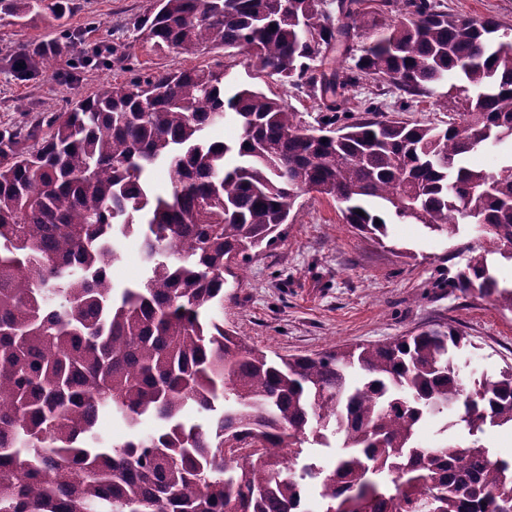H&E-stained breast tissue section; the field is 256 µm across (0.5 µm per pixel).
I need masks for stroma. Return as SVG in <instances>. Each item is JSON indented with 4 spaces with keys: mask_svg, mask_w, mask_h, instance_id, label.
Here are the masks:
<instances>
[{
    "mask_svg": "<svg viewBox=\"0 0 512 512\" xmlns=\"http://www.w3.org/2000/svg\"><path fill=\"white\" fill-rule=\"evenodd\" d=\"M462 18L491 17L512 28V0H440ZM153 0H71L62 19L51 12L17 18L0 14V132L47 122L106 83L142 80L157 71L226 67L227 87L247 86L282 99L315 125L325 99L282 85L258 73L246 55L226 65L224 49L195 55L156 50L140 42L135 22ZM57 46L49 68L17 74L12 61L20 49ZM348 110L360 101L381 103L390 117L447 126L463 111L437 85L408 111L386 82L360 84L348 93ZM281 239L227 277L224 304L215 315L249 344L268 354L305 355L335 346L368 343L432 326H453L470 336L468 378L496 375L512 365V312L453 288L467 247H486L474 225L459 234H432L422 225L393 224L384 243L345 224L336 202L302 195Z\"/></svg>",
    "mask_w": 512,
    "mask_h": 512,
    "instance_id": "obj_1",
    "label": "stroma"
}]
</instances>
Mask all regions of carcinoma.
I'll return each mask as SVG.
<instances>
[{
  "label": "carcinoma",
  "instance_id": "1",
  "mask_svg": "<svg viewBox=\"0 0 512 512\" xmlns=\"http://www.w3.org/2000/svg\"><path fill=\"white\" fill-rule=\"evenodd\" d=\"M42 2L0 7L19 17ZM381 6L394 17L379 23L366 0L342 2L350 24L337 27L320 0H154L136 30L179 54H246L312 94L376 76L416 97L446 81L465 103L448 127L334 101L314 131L284 100L226 95L225 69L208 67L107 83L45 132L0 133V512H304L308 479L320 512H512V460L478 437L512 427V367L467 385L474 343L455 328L273 359L212 317L225 262L272 246L303 188L379 241L391 216L454 234L469 207L512 262V153L494 171L460 164L485 141L512 147V33L435 0ZM351 28L379 34L349 72L318 78L311 62ZM226 114L240 138L207 140ZM157 164L164 195L147 181ZM132 237L145 274L119 289L109 268ZM488 255L468 249L453 287L512 311ZM189 406L215 413L208 427L186 425ZM102 410L133 434L102 438ZM448 415L467 445H415ZM145 420L160 426L136 431ZM330 427L335 466L306 463L297 480L302 446Z\"/></svg>",
  "mask_w": 512,
  "mask_h": 512
}]
</instances>
